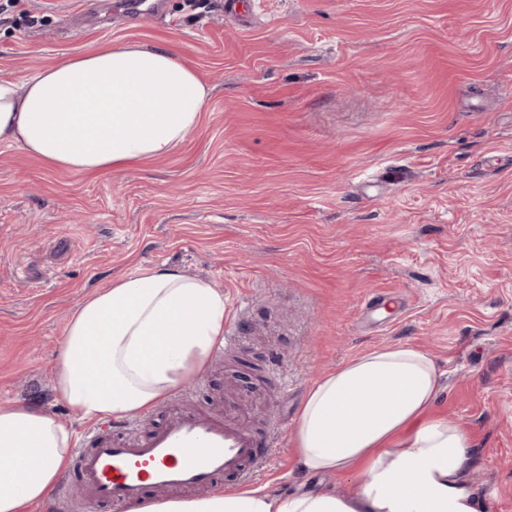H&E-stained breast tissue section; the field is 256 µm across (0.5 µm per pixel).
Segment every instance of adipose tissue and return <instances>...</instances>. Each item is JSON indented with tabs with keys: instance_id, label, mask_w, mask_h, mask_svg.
I'll use <instances>...</instances> for the list:
<instances>
[{
	"instance_id": "1",
	"label": "adipose tissue",
	"mask_w": 512,
	"mask_h": 512,
	"mask_svg": "<svg viewBox=\"0 0 512 512\" xmlns=\"http://www.w3.org/2000/svg\"><path fill=\"white\" fill-rule=\"evenodd\" d=\"M210 87L173 49L113 42L0 78V143L48 166L95 173L169 155L196 127ZM223 292L165 264L112 280L73 310L54 392L80 418L150 413L202 373L224 337ZM434 360L404 345L372 351L310 388L293 441L308 472H356L357 497H274L216 488L129 512H481L464 478L468 429L430 410ZM72 431L45 409L0 403V512L49 502L70 464Z\"/></svg>"
}]
</instances>
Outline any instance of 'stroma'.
Returning <instances> with one entry per match:
<instances>
[{"mask_svg": "<svg viewBox=\"0 0 512 512\" xmlns=\"http://www.w3.org/2000/svg\"><path fill=\"white\" fill-rule=\"evenodd\" d=\"M24 0L0 16V77L111 42L164 44L213 89L168 156L96 174L0 143V403L41 406L73 307L159 263L223 291L246 342L154 409L237 407L270 442L251 486L360 490L302 471L314 382L410 345L441 374L434 415L466 425L464 477L512 512V0ZM383 300L367 312L368 300Z\"/></svg>", "mask_w": 512, "mask_h": 512, "instance_id": "obj_1", "label": "stroma"}]
</instances>
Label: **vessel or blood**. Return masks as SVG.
Instances as JSON below:
<instances>
[{
    "label": "vessel or blood",
    "instance_id": "obj_1",
    "mask_svg": "<svg viewBox=\"0 0 512 512\" xmlns=\"http://www.w3.org/2000/svg\"><path fill=\"white\" fill-rule=\"evenodd\" d=\"M90 450L77 451L83 504L140 501L147 490H205L222 475L248 480L264 455L235 419L181 409L141 438L124 439L106 424L92 430Z\"/></svg>",
    "mask_w": 512,
    "mask_h": 512
}]
</instances>
